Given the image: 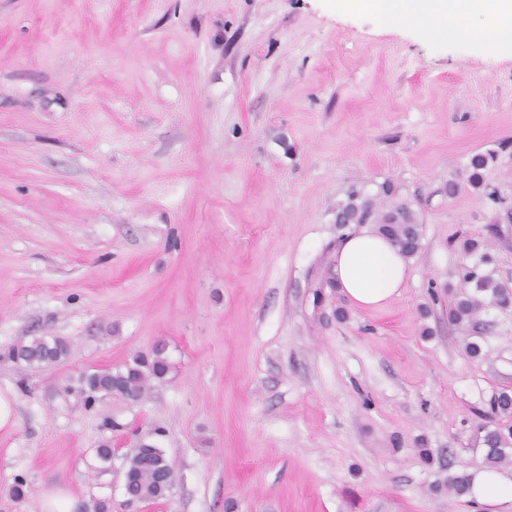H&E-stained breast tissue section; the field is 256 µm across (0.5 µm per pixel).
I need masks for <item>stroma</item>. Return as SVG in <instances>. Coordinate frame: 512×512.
<instances>
[{
    "instance_id": "obj_1",
    "label": "stroma",
    "mask_w": 512,
    "mask_h": 512,
    "mask_svg": "<svg viewBox=\"0 0 512 512\" xmlns=\"http://www.w3.org/2000/svg\"><path fill=\"white\" fill-rule=\"evenodd\" d=\"M488 152L492 199L465 184ZM387 183L421 247L358 309L336 209ZM510 208L512 55L450 28L337 0H0V512L49 490L68 512H472L448 480L512 387V307L460 328L448 306L467 238L512 285ZM34 336L68 356L12 361ZM160 340L141 403L73 392ZM156 428L174 487L128 502L125 452Z\"/></svg>"
}]
</instances>
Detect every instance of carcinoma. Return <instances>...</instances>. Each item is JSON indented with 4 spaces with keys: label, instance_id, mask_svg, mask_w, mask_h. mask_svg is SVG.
<instances>
[{
    "label": "carcinoma",
    "instance_id": "cac0c4a2",
    "mask_svg": "<svg viewBox=\"0 0 512 512\" xmlns=\"http://www.w3.org/2000/svg\"><path fill=\"white\" fill-rule=\"evenodd\" d=\"M493 155H476L470 161L469 185L477 192L484 191L480 170ZM387 202L377 207L375 202L358 191L348 193L346 202L336 211V221L350 224H374L377 231L389 238L401 253L411 258L421 246V227L417 212L405 201L396 199L393 186H381ZM465 283L474 284L475 293H461L448 318L459 326L473 322L486 305L506 308L512 305V289L485 272L481 264L465 268ZM68 343L62 338L47 340L33 337L16 344L9 358L31 367H40L65 358ZM169 371L166 348L158 343L148 356H137L119 369H104L83 375L79 379L78 394L84 406L90 407L103 397H113L127 403L142 401L151 381L160 380ZM492 412L499 417L497 425L483 436V464L494 468L512 460V394L501 391L491 400ZM124 475L126 495L141 502H156L166 498L174 486V469L165 451L155 441L141 440L125 455Z\"/></svg>",
    "mask_w": 512,
    "mask_h": 512
}]
</instances>
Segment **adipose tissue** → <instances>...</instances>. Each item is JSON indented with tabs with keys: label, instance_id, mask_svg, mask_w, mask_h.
<instances>
[{
	"label": "adipose tissue",
	"instance_id": "ef3b65f1",
	"mask_svg": "<svg viewBox=\"0 0 512 512\" xmlns=\"http://www.w3.org/2000/svg\"><path fill=\"white\" fill-rule=\"evenodd\" d=\"M357 4L410 27L428 18L467 37L477 31L495 49L512 50V0H357ZM409 272L404 256L375 231L349 232L336 246L333 280L354 307L385 306L399 295ZM468 498L477 507L510 499L512 478L490 469L476 470Z\"/></svg>",
	"mask_w": 512,
	"mask_h": 512
}]
</instances>
